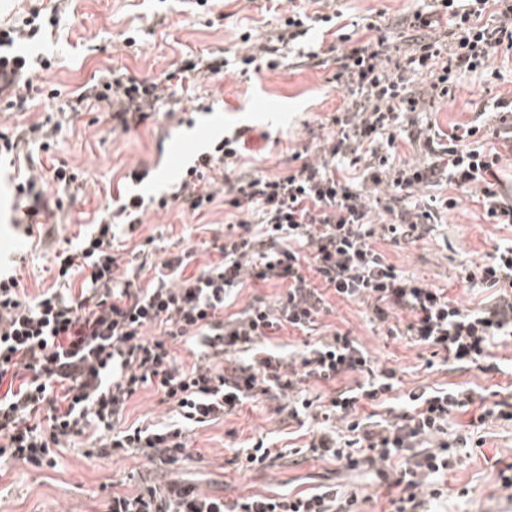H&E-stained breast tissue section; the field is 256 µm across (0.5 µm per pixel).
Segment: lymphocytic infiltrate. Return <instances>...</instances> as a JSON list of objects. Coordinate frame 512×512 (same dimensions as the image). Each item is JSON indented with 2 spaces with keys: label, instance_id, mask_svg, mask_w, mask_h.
<instances>
[{
  "label": "lymphocytic infiltrate",
  "instance_id": "f902f5d3",
  "mask_svg": "<svg viewBox=\"0 0 512 512\" xmlns=\"http://www.w3.org/2000/svg\"><path fill=\"white\" fill-rule=\"evenodd\" d=\"M406 24L408 34L393 39L377 19L364 38L339 34L333 79L347 104L325 117L329 134L317 157L296 151L299 166L286 173L223 180L217 172L240 143L223 139L159 198V208L198 211L227 197L238 219L211 241L208 262L185 247L121 266L117 233L135 232L147 209L135 195L121 197L78 243L52 249L59 287L32 298L15 271L0 273V458L52 468L66 444L91 440L104 455L138 448L167 468L189 458L195 428L274 398L281 423L308 436L312 457L364 466L388 481V512H426L447 497L449 471L481 445L472 428L512 423V395L491 402L472 387H427L394 402L397 370L379 366L350 332L319 328L333 300L354 302L387 335L487 373L500 370L494 349L512 342V242L460 263V282L492 291L474 308L402 274L380 248L423 240L456 209L457 198L419 195L444 181L471 195L487 223L512 224V188L499 178L512 165V100H496L490 122L452 126L443 139L414 119L454 101L460 79L486 73L494 54L512 53V0H432ZM94 98L126 130L154 107L160 88L113 71ZM402 143L413 159H399ZM74 180L65 166L29 163L15 186L18 210L30 218L63 208V196L41 187L66 189ZM192 264L197 273L186 275ZM77 273L75 293L67 282ZM249 284L279 294L231 312ZM290 331L310 343L285 347ZM178 343L190 345L192 365L178 361ZM313 382L333 389L312 395ZM147 387L168 405V417L128 423L132 399ZM474 406L468 431L451 433L453 417ZM357 505V492L334 487L229 501L164 478L113 492L107 512H357Z\"/></svg>",
  "mask_w": 512,
  "mask_h": 512
}]
</instances>
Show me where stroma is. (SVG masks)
<instances>
[{"mask_svg": "<svg viewBox=\"0 0 512 512\" xmlns=\"http://www.w3.org/2000/svg\"><path fill=\"white\" fill-rule=\"evenodd\" d=\"M427 0H0V25L19 26L39 11L41 18L57 17L59 24L36 40L38 56L50 60V69L37 71L23 108L9 109L0 101V133L43 121L57 113L62 128L49 150H35L44 168L66 163L79 178L68 191L62 211L40 214L44 229L54 239H76L111 205L119 193L143 197L169 192L195 157L219 137L247 129L261 133L260 147L242 148L229 178L240 172L279 175L294 168L292 150L315 146L320 120L342 107L346 96L332 83L336 70V37L325 23L314 24L302 42L288 45L279 37L281 19L289 5L308 14L340 13L348 33H363L370 19L388 24L403 21ZM277 47V69L243 63L244 39ZM318 59H310V48ZM206 55L221 63L220 73L182 80L176 73L184 58ZM482 76L464 77L452 103L417 114L419 124L439 132L473 122L495 98L512 99V57L498 53ZM110 69L142 79L168 83L144 123L121 131L113 129L107 110L91 100L82 112H65L64 104L82 93ZM499 78H492V71ZM149 169L140 184L127 175L135 167ZM17 167L0 168V262L16 263L27 295L52 287L47 244L23 241L14 226L17 217L14 180ZM230 209L216 200L208 210L179 207L149 209L132 236L121 239L123 260L145 250L149 240L175 250L210 239L230 220ZM512 240V228L489 224L480 206L464 198L448 212L432 234L416 243L388 247L392 263L406 274L447 289L462 305L474 307L491 295L489 289L468 286L455 277L463 257L479 258L497 242ZM324 323L352 330L354 336L385 366L395 368L403 390L436 385H467L494 389L506 385L501 375L477 369L426 367L429 350L387 336L370 323L364 307L335 302ZM275 402L244 406L224 422L194 429L192 455L174 466L209 493L232 500L239 496L280 489L341 485L357 490L361 512H385L387 487L374 473L349 471L336 464L300 454L303 438L287 436L274 412ZM268 436L296 448V455L278 467L238 471L232 464L235 447ZM484 444L473 449L461 469L449 472L447 500L432 502V512H512L497 484L496 461H512V425L494 424L483 431ZM144 456L133 452L122 458L86 456L82 447L60 452L56 467L33 468L20 462L0 463V512H105L112 490H134L136 477L148 475ZM468 496H461V489Z\"/></svg>", "mask_w": 512, "mask_h": 512, "instance_id": "stroma-1", "label": "stroma"}]
</instances>
